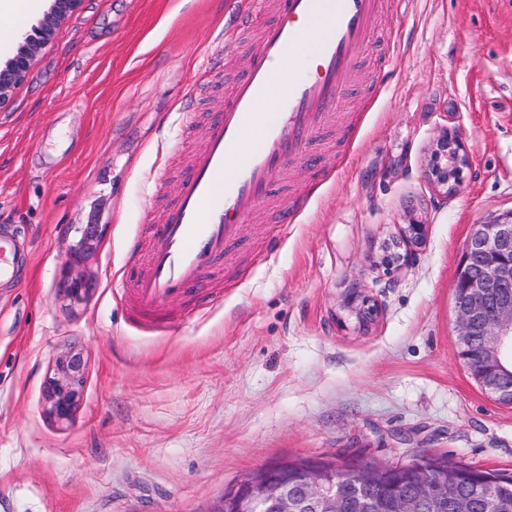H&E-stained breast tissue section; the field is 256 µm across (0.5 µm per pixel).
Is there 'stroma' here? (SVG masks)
<instances>
[{
  "label": "stroma",
  "instance_id": "stroma-1",
  "mask_svg": "<svg viewBox=\"0 0 512 512\" xmlns=\"http://www.w3.org/2000/svg\"><path fill=\"white\" fill-rule=\"evenodd\" d=\"M240 5L83 0L0 104V233L29 250L0 282V512H207L298 458L427 452L512 474V407L459 358L454 311L474 225L512 211V0H400L307 159L243 219L202 286L214 301L171 303L154 332L126 320L129 248L150 250L258 48L225 43ZM446 128L471 160L448 199L424 177ZM413 204L424 245L376 266ZM79 279L91 292L66 296ZM365 300L363 323L350 307ZM71 351L86 382L59 424L43 390Z\"/></svg>",
  "mask_w": 512,
  "mask_h": 512
}]
</instances>
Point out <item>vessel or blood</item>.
<instances>
[{"instance_id": "b4317fda", "label": "vessel or blood", "mask_w": 512, "mask_h": 512, "mask_svg": "<svg viewBox=\"0 0 512 512\" xmlns=\"http://www.w3.org/2000/svg\"><path fill=\"white\" fill-rule=\"evenodd\" d=\"M265 8V0H243L232 33L249 29ZM382 9L383 0H278L277 20L261 30L260 50L234 84L223 112L209 121L177 201L162 213L144 267L122 288L129 322L160 328L167 305L200 287L223 260L238 238L241 218L325 128L355 79ZM302 18L329 21L309 79L292 66L303 46L297 25ZM21 257L14 237L0 234V280L12 279Z\"/></svg>"}]
</instances>
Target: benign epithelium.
Segmentation results:
<instances>
[{"label":"benign epithelium","instance_id":"1","mask_svg":"<svg viewBox=\"0 0 512 512\" xmlns=\"http://www.w3.org/2000/svg\"><path fill=\"white\" fill-rule=\"evenodd\" d=\"M82 0H53L49 12L23 34L14 55L0 68V102L22 82L42 47L57 27ZM469 165L464 144L448 129L436 140L424 175L437 195L457 192L462 170ZM426 236V225L411 220L402 225L400 237L386 243L377 265L387 269L412 262ZM455 311L458 319L459 357L479 384L502 404L512 406V211L487 224H477L465 245L457 271ZM479 338V358L466 351ZM85 368L80 354L71 352L57 365V376L45 391L49 415L69 420L81 397ZM404 470L413 475L415 489L394 499L391 509L368 494L382 482L384 470L357 462L350 466L308 458L290 464L271 463L248 474L224 492L209 512H431L450 506L453 512H470L466 498L448 502V485L455 480L451 470L432 478L418 457Z\"/></svg>","mask_w":512,"mask_h":512}]
</instances>
